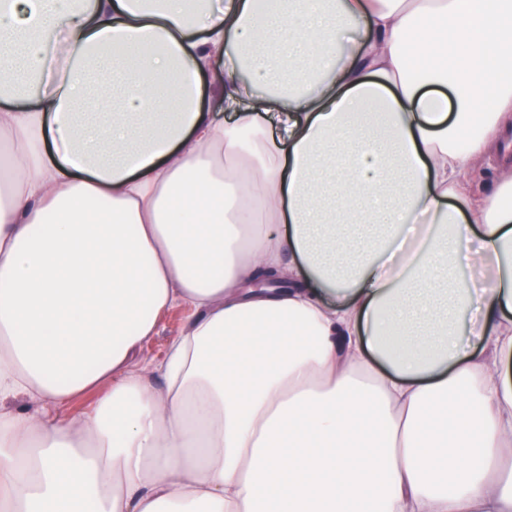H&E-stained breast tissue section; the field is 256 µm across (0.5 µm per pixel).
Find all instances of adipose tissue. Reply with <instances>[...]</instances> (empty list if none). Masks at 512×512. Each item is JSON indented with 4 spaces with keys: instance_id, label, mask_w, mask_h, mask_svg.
Wrapping results in <instances>:
<instances>
[{
    "instance_id": "adipose-tissue-1",
    "label": "adipose tissue",
    "mask_w": 512,
    "mask_h": 512,
    "mask_svg": "<svg viewBox=\"0 0 512 512\" xmlns=\"http://www.w3.org/2000/svg\"><path fill=\"white\" fill-rule=\"evenodd\" d=\"M261 4L0 0V512H512V0ZM190 315L182 308H174L163 315L154 336L139 347L134 362L138 367H154L161 362L171 340L186 329Z\"/></svg>"
}]
</instances>
